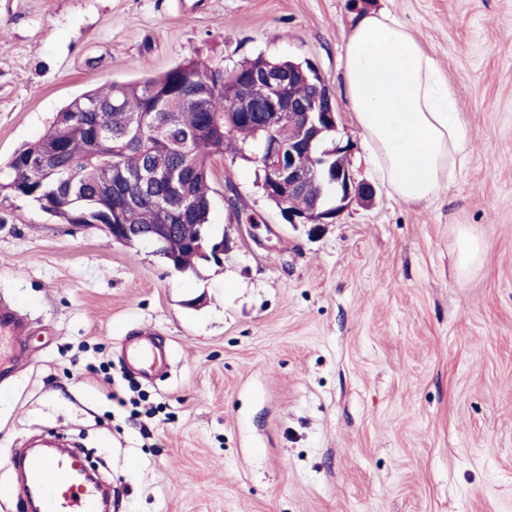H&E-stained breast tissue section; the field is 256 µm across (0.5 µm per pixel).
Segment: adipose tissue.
<instances>
[{
    "label": "adipose tissue",
    "instance_id": "1",
    "mask_svg": "<svg viewBox=\"0 0 512 512\" xmlns=\"http://www.w3.org/2000/svg\"><path fill=\"white\" fill-rule=\"evenodd\" d=\"M344 77L364 148L391 192L414 204L450 186L467 128L436 59L408 29L385 13L363 16Z\"/></svg>",
    "mask_w": 512,
    "mask_h": 512
}]
</instances>
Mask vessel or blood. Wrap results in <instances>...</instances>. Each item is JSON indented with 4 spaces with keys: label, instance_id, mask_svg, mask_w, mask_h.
Wrapping results in <instances>:
<instances>
[{
    "label": "vessel or blood",
    "instance_id": "vessel-or-blood-1",
    "mask_svg": "<svg viewBox=\"0 0 512 512\" xmlns=\"http://www.w3.org/2000/svg\"><path fill=\"white\" fill-rule=\"evenodd\" d=\"M27 346L26 322L10 304L0 303V382L26 366ZM125 354L147 377L163 350L152 334L146 333L129 342ZM20 467L16 484L0 486V499L16 501L20 512H26L34 489L39 492V512H106L108 494L95 479L84 477L86 465L77 452L52 456L33 451L23 457Z\"/></svg>",
    "mask_w": 512,
    "mask_h": 512
}]
</instances>
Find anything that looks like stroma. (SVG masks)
<instances>
[{
	"instance_id": "stroma-1",
	"label": "stroma",
	"mask_w": 512,
	"mask_h": 512,
	"mask_svg": "<svg viewBox=\"0 0 512 512\" xmlns=\"http://www.w3.org/2000/svg\"><path fill=\"white\" fill-rule=\"evenodd\" d=\"M371 11L434 56L468 128L429 202L390 193L344 96ZM260 54L316 67L374 202L312 235L225 154L209 222L230 249L184 274L153 245L0 203V299L31 337L0 395V484L58 431L100 462L112 512H512V0H0V163L93 88ZM466 228L481 251L463 265ZM143 332L168 351L155 381L121 355Z\"/></svg>"
}]
</instances>
